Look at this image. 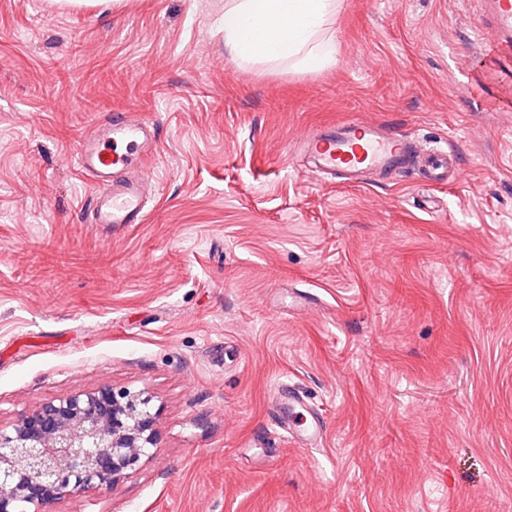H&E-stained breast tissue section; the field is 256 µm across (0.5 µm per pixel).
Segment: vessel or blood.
Segmentation results:
<instances>
[{"instance_id": "b4317fda", "label": "vessel or blood", "mask_w": 512, "mask_h": 512, "mask_svg": "<svg viewBox=\"0 0 512 512\" xmlns=\"http://www.w3.org/2000/svg\"><path fill=\"white\" fill-rule=\"evenodd\" d=\"M481 30L491 39L512 36V0H488ZM157 138L152 121L130 113L96 123L80 142L74 159L76 171L93 185L88 205L90 223L124 226L142 223L145 218V186L129 175L136 165L155 151ZM416 145L408 136L385 131L380 125L355 121L313 133L307 153L318 171L343 188H357L368 174L386 172L404 165ZM456 151L433 152L425 167L433 182L442 181L453 167ZM276 400H287L289 412L276 424L298 444H313L322 432L317 421L303 412L302 396L287 385L277 389Z\"/></svg>"}]
</instances>
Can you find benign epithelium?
Instances as JSON below:
<instances>
[{"instance_id":"1","label":"benign epithelium","mask_w":512,"mask_h":512,"mask_svg":"<svg viewBox=\"0 0 512 512\" xmlns=\"http://www.w3.org/2000/svg\"><path fill=\"white\" fill-rule=\"evenodd\" d=\"M150 399L109 385L50 398L0 427V512H50L109 489L157 441Z\"/></svg>"}]
</instances>
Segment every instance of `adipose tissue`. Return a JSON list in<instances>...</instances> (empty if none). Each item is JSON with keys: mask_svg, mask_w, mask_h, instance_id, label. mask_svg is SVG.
Returning <instances> with one entry per match:
<instances>
[{"mask_svg": "<svg viewBox=\"0 0 512 512\" xmlns=\"http://www.w3.org/2000/svg\"><path fill=\"white\" fill-rule=\"evenodd\" d=\"M340 0H228L221 23L224 48L233 59H295L309 71L333 62L325 36Z\"/></svg>", "mask_w": 512, "mask_h": 512, "instance_id": "ef3b65f1", "label": "adipose tissue"}]
</instances>
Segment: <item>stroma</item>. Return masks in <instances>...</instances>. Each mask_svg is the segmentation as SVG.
<instances>
[{
    "mask_svg": "<svg viewBox=\"0 0 512 512\" xmlns=\"http://www.w3.org/2000/svg\"><path fill=\"white\" fill-rule=\"evenodd\" d=\"M225 0H0V425L144 391L158 441L52 512H512V60L485 0H341L331 66L237 62ZM138 112L146 221L72 164ZM368 120L458 148L343 189L305 138ZM288 383L320 443L275 424ZM457 155L454 149L448 151V154L440 151L428 154L425 158V167L430 180L436 183L442 181L446 177L448 168L453 167Z\"/></svg>",
    "mask_w": 512,
    "mask_h": 512,
    "instance_id": "stroma-1",
    "label": "stroma"
}]
</instances>
